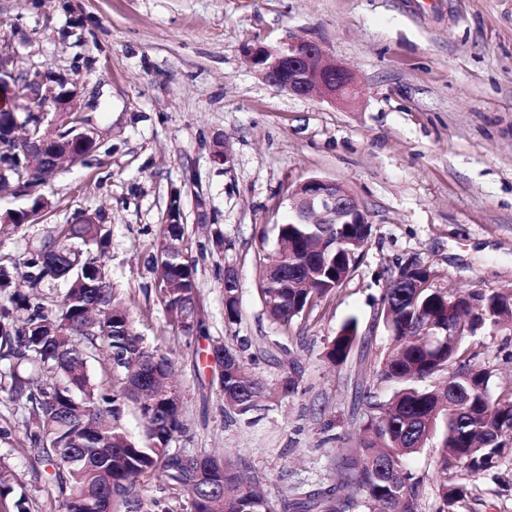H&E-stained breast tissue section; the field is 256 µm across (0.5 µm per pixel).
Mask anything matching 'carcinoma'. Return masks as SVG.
<instances>
[{"mask_svg": "<svg viewBox=\"0 0 512 512\" xmlns=\"http://www.w3.org/2000/svg\"><path fill=\"white\" fill-rule=\"evenodd\" d=\"M43 127L32 115L20 122L0 113V140L14 149L0 163L20 174L24 152L38 147ZM97 219L60 224L23 266L0 263V390L24 412L23 429L35 456L52 469L59 512H271L257 480L240 458H226L208 481L196 477L194 453L171 447L183 433L177 395L167 390L172 360L145 342L116 295L105 269L107 238ZM336 236L334 224H301L294 213L278 224L279 254L265 267L260 295L281 327L305 313L357 269L362 248L343 244L309 254L306 246ZM188 243L187 225L165 224L155 257L160 301L186 336L202 325L196 270L186 257H170L168 243ZM388 281L382 320L389 346L379 376L394 386L381 402L371 391L358 449L342 464L338 484L291 488L284 512H419L423 477L407 460L444 426L438 465L459 479L497 467L512 454V385L491 392V372L469 367L467 334L512 321V294L476 289L450 293L429 282V272ZM67 285L57 304L40 294L44 284ZM239 284L224 289V317L238 321ZM358 337L357 319L341 326L326 357L345 363ZM224 352L220 391L224 408L249 414L263 386L234 351ZM100 375L90 365L101 353ZM133 408L146 422L143 438L122 423ZM153 480L186 493V501L144 495ZM437 512H458L467 498L461 484L442 483Z\"/></svg>", "mask_w": 512, "mask_h": 512, "instance_id": "cac0c4a2", "label": "carcinoma"}]
</instances>
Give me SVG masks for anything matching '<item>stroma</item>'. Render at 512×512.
Instances as JSON below:
<instances>
[{"instance_id":"1","label":"stroma","mask_w":512,"mask_h":512,"mask_svg":"<svg viewBox=\"0 0 512 512\" xmlns=\"http://www.w3.org/2000/svg\"><path fill=\"white\" fill-rule=\"evenodd\" d=\"M319 39L354 73L361 96L342 108L262 80L247 45ZM10 87L40 69L79 92L98 132L84 162L38 186L51 206L0 231V254L24 261L55 225L100 216L106 268L137 332L174 351L172 389L185 430L178 447L246 458L273 512L291 486L336 483V451L355 448L365 390L388 399L376 368L388 344L380 319L388 279L426 268L451 292L512 289V0H0V51ZM231 160L216 161L219 144ZM343 183L371 235L357 270L311 316L274 324L258 294L277 224L306 178ZM179 200L195 263L201 332L187 337L159 302L153 258ZM239 280V322L224 319V272ZM360 341L332 364L346 319ZM240 354L265 396L226 415L214 344ZM492 387L512 380V326L469 340ZM298 387L283 396L288 376ZM15 406L0 392V470L14 491L0 512H58ZM433 437L411 468L424 478L419 512H436L443 474ZM468 512H512V457L470 477Z\"/></svg>"}]
</instances>
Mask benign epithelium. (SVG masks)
Instances as JSON below:
<instances>
[{
	"mask_svg": "<svg viewBox=\"0 0 512 512\" xmlns=\"http://www.w3.org/2000/svg\"><path fill=\"white\" fill-rule=\"evenodd\" d=\"M246 53L251 67L262 79L294 96L318 97L334 105H348L358 99L353 72L317 41L290 37L275 47L252 44ZM25 85L29 91L26 110L41 117L44 141L55 142L59 128L69 124L84 143L95 140L96 129L77 116L76 90L66 87L64 82L49 84L40 70L27 73ZM291 203L304 224L308 215H317L326 224H369L351 192L332 179L313 176L303 180L293 190Z\"/></svg>",
	"mask_w": 512,
	"mask_h": 512,
	"instance_id": "benign-epithelium-1",
	"label": "benign epithelium"
}]
</instances>
